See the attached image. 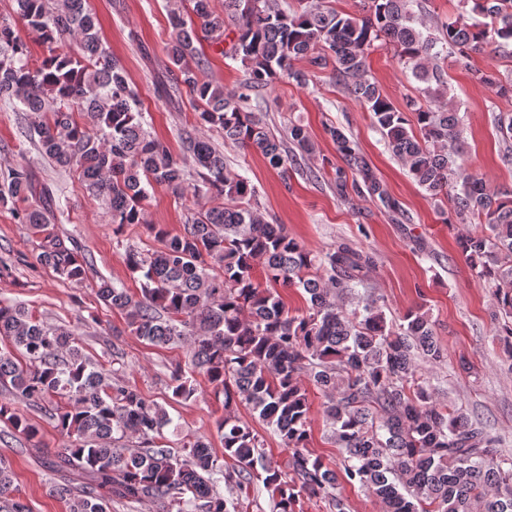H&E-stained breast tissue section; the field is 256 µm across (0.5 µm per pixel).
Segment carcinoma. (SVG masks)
Instances as JSON below:
<instances>
[{
	"mask_svg": "<svg viewBox=\"0 0 512 512\" xmlns=\"http://www.w3.org/2000/svg\"><path fill=\"white\" fill-rule=\"evenodd\" d=\"M15 16L47 44L66 38L74 50H53L41 63L29 60L12 21L0 19V101L19 102L38 116L29 129L45 157L73 170L86 189L101 197L112 223L143 224L160 247L143 251L125 246L123 261L141 277L130 293L101 280L97 295L121 311L130 332L155 346L186 342L188 366L171 377L177 400L195 397L194 376H204L224 395V418L216 423L224 456L197 436L175 451L163 443L168 412L136 387L112 381L91 362L73 333L53 327L28 309L0 301V385L18 399L39 404L56 399L52 418L71 445L51 464L62 483L55 492L70 501V512H108L112 498H151L163 512H229L213 493L219 481L250 491L257 462L266 455L260 421L291 452L290 476L268 466L262 486L276 512H295L299 497L327 496L336 512L348 504L336 488V472L307 449L310 403L305 383L326 399L324 414L340 449L347 481L369 490L383 512H512V457L500 453L504 438L441 403L437 387L419 371L418 361L441 363L446 350L435 336L424 307L407 312L396 331L387 328L378 301L355 293L373 257L349 243L319 254L290 237L281 224L260 212L256 191L240 176L224 172V154L205 137L219 129L224 141L259 151L270 167L288 173L297 164L293 146L313 149L307 131L290 125L278 137L252 112L280 76L300 85L310 74L294 68L307 57L315 65L328 51L336 81L371 112L388 150L433 198L445 197L457 224H485L489 234H470L461 244L469 267L494 285L492 323L505 354L512 358V189L491 191L485 181L458 163L462 117L445 103L444 81L432 60L445 52L493 51L512 42V0H473L471 12L484 18L441 26V37L415 26L411 0H368L367 15L345 17L332 8L288 10L276 0H190L192 15L173 12L174 36L166 51L174 67L166 92L186 89L197 105V121L180 132L183 152L192 156L200 183L195 194L213 198L183 230L171 233L146 223L142 202L147 188L186 191L180 161L144 129L138 94L127 71L112 58L86 0H14ZM235 37L228 39L227 31ZM377 40L391 44L402 64L426 84L425 102L394 105L370 79L368 50ZM229 43L224 55L245 68L239 90L200 76L207 62L198 44ZM481 83L512 97V79L503 82L474 70ZM87 117L85 125L74 113ZM327 133L336 151L367 191L386 192L357 143L340 128ZM51 184L33 183L27 168L0 173V203L21 200L23 224L41 230L56 206ZM38 261L66 279L81 283L88 267L68 235L48 233ZM263 267L266 286L255 280ZM301 288L305 312L290 316L277 288ZM243 405L250 418L238 413ZM0 420L34 437L37 428L6 405ZM137 439L140 448L126 443ZM11 471L0 465V512H30L13 495Z\"/></svg>",
	"mask_w": 512,
	"mask_h": 512,
	"instance_id": "1",
	"label": "carcinoma"
}]
</instances>
